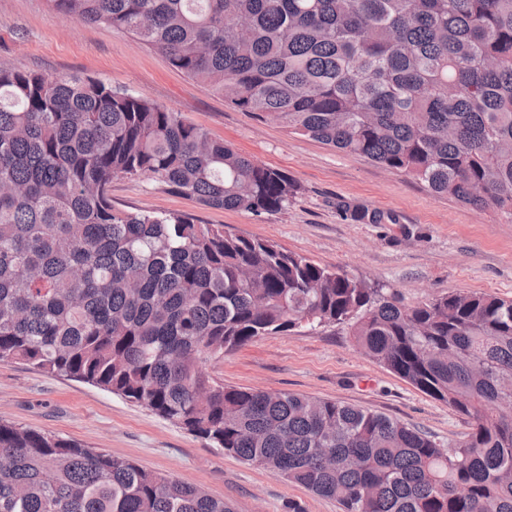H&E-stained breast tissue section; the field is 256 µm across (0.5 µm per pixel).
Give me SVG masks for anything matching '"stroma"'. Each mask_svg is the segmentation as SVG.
<instances>
[{"label": "stroma", "instance_id": "35a3bbf8", "mask_svg": "<svg viewBox=\"0 0 512 512\" xmlns=\"http://www.w3.org/2000/svg\"><path fill=\"white\" fill-rule=\"evenodd\" d=\"M91 76L153 99L258 163L295 179L301 190L273 216L207 209L148 180L112 184L121 210L180 211L226 232L271 241L284 250L396 291L412 305L448 291L512 299V224L431 193L364 157L288 133L275 121L241 112L207 86L173 71L165 58L129 35L53 18L47 0H0V66ZM398 215L395 224H354L339 201ZM225 385L301 393L385 414L431 434L462 441L465 418L361 353L334 327L264 336L208 360ZM0 420L77 440L147 470L200 486L237 512H342L336 500L243 463L119 396L0 362Z\"/></svg>", "mask_w": 512, "mask_h": 512}]
</instances>
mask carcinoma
<instances>
[{"label":"carcinoma","instance_id":"1","mask_svg":"<svg viewBox=\"0 0 512 512\" xmlns=\"http://www.w3.org/2000/svg\"><path fill=\"white\" fill-rule=\"evenodd\" d=\"M48 2L133 36L242 112L512 223V0ZM117 179L258 217L300 191L145 96L0 66V362L117 395L343 512H512L511 299L450 291L406 306L190 213L116 209ZM322 327L466 417V437L446 448L382 413L229 387L206 369L262 336ZM0 512L236 509L0 421Z\"/></svg>","mask_w":512,"mask_h":512}]
</instances>
